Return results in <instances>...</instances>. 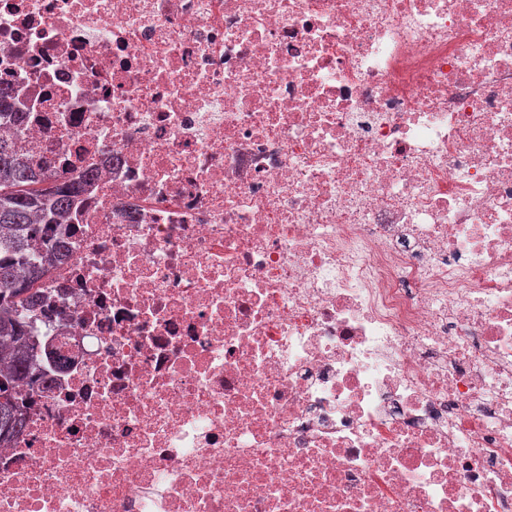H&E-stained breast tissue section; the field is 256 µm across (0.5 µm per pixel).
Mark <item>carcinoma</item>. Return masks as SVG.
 <instances>
[{
	"label": "carcinoma",
	"mask_w": 512,
	"mask_h": 512,
	"mask_svg": "<svg viewBox=\"0 0 512 512\" xmlns=\"http://www.w3.org/2000/svg\"><path fill=\"white\" fill-rule=\"evenodd\" d=\"M12 92L0 86V120L18 121ZM88 172L56 183L0 137V443L22 432L19 384L32 376L27 329L20 308L34 303V283L61 252L53 225L69 219Z\"/></svg>",
	"instance_id": "1"
}]
</instances>
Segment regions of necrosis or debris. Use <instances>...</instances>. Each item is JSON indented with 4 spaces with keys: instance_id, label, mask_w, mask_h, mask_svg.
<instances>
[{
    "instance_id": "obj_1",
    "label": "necrosis or debris",
    "mask_w": 512,
    "mask_h": 512,
    "mask_svg": "<svg viewBox=\"0 0 512 512\" xmlns=\"http://www.w3.org/2000/svg\"><path fill=\"white\" fill-rule=\"evenodd\" d=\"M0 84L99 172L0 512H512V0H0Z\"/></svg>"
}]
</instances>
